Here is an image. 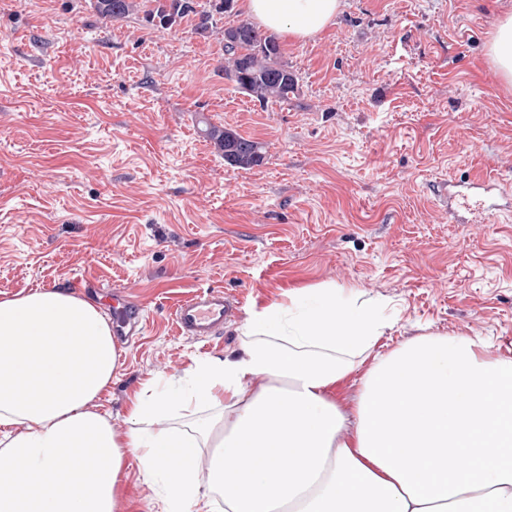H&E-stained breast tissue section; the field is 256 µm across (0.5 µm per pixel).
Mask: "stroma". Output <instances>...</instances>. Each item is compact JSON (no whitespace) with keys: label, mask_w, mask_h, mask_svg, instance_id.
I'll return each instance as SVG.
<instances>
[{"label":"stroma","mask_w":512,"mask_h":512,"mask_svg":"<svg viewBox=\"0 0 512 512\" xmlns=\"http://www.w3.org/2000/svg\"><path fill=\"white\" fill-rule=\"evenodd\" d=\"M93 2L0 0V299L87 281L142 308L91 404L117 437L143 388L324 282L383 302L389 347L446 331L512 356V85L488 51L512 0H343L314 38L278 36L299 91L267 106L224 75L241 6L195 0L200 34ZM209 127L261 142L263 164L225 165ZM208 287L234 317L178 335L175 304ZM117 512H165L133 457Z\"/></svg>","instance_id":"35a3bbf8"}]
</instances>
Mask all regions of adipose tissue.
<instances>
[{"label": "adipose tissue", "mask_w": 512, "mask_h": 512, "mask_svg": "<svg viewBox=\"0 0 512 512\" xmlns=\"http://www.w3.org/2000/svg\"><path fill=\"white\" fill-rule=\"evenodd\" d=\"M243 5L307 39L343 2ZM391 326L355 292L305 287L253 314L238 350L195 361L176 396L144 389L120 438L90 407L120 359L97 305L54 288L0 299V512H115L132 454L167 512H202L205 450L224 512H512V357L447 332L381 350ZM353 372L347 408L336 387ZM176 402L205 415L168 424Z\"/></svg>", "instance_id": "1"}]
</instances>
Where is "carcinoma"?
Wrapping results in <instances>:
<instances>
[{
  "label": "carcinoma",
  "instance_id": "carcinoma-1",
  "mask_svg": "<svg viewBox=\"0 0 512 512\" xmlns=\"http://www.w3.org/2000/svg\"><path fill=\"white\" fill-rule=\"evenodd\" d=\"M154 8L147 10L153 22L175 23L190 14L199 15L196 28H208L210 14L197 12L194 0H154ZM98 9L114 19L125 17L134 8V0H96ZM224 55L227 65L225 76L261 105L284 102L299 89L295 71L283 61L275 37L256 28L249 22L224 29ZM208 136L224 153V162L234 168L248 169L259 166L264 160L262 145L239 135L232 129H211Z\"/></svg>",
  "mask_w": 512,
  "mask_h": 512
}]
</instances>
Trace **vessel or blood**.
Wrapping results in <instances>:
<instances>
[{
  "label": "vessel or blood",
  "mask_w": 512,
  "mask_h": 512,
  "mask_svg": "<svg viewBox=\"0 0 512 512\" xmlns=\"http://www.w3.org/2000/svg\"><path fill=\"white\" fill-rule=\"evenodd\" d=\"M111 297L118 328H137L142 322L141 309L126 301L119 292H112ZM234 312L232 299L223 290L210 287L179 302L173 310V322L180 335L204 339L219 334Z\"/></svg>",
  "instance_id": "vessel-or-blood-1"
}]
</instances>
